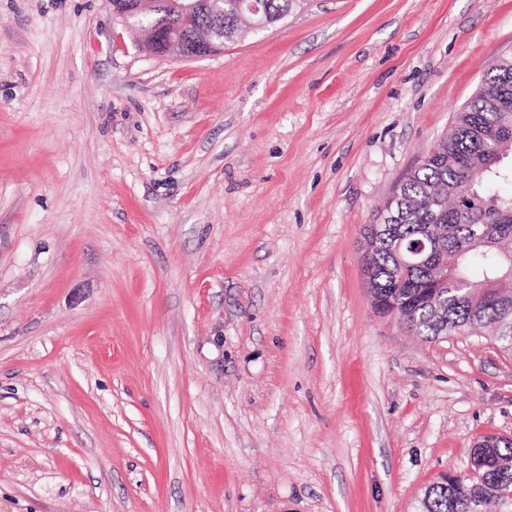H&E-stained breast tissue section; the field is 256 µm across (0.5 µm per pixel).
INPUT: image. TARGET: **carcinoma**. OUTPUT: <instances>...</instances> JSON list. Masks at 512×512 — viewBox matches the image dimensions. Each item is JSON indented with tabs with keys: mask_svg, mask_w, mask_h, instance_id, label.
<instances>
[{
	"mask_svg": "<svg viewBox=\"0 0 512 512\" xmlns=\"http://www.w3.org/2000/svg\"><path fill=\"white\" fill-rule=\"evenodd\" d=\"M297 0H265V14L281 22L296 6ZM241 14L224 6V42L241 33ZM512 70V58L496 61L485 73L483 86L455 116L454 130L442 138L431 156H425L399 185L384 207L381 223L394 224L401 250L408 253L422 238L421 230L436 227L443 237L448 262V304L439 313L427 304L404 305V319L416 334L434 339L458 331L497 328L505 309L494 300L489 287L512 276V194L500 195L491 187L500 181H512V96L501 99L502 64ZM392 235L378 239L371 253L370 290L385 288L394 280L406 284H425L426 269L396 264ZM512 493V468L509 473H487L460 479L467 492L479 480ZM487 501L474 492L453 497L448 485L438 481L424 492L426 512H484Z\"/></svg>",
	"mask_w": 512,
	"mask_h": 512,
	"instance_id": "carcinoma-1",
	"label": "carcinoma"
}]
</instances>
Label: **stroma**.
<instances>
[{
	"label": "stroma",
	"mask_w": 512,
	"mask_h": 512,
	"mask_svg": "<svg viewBox=\"0 0 512 512\" xmlns=\"http://www.w3.org/2000/svg\"><path fill=\"white\" fill-rule=\"evenodd\" d=\"M512 0H305L201 59L0 0V512H417L512 352L378 312L364 232Z\"/></svg>",
	"instance_id": "35a3bbf8"
}]
</instances>
